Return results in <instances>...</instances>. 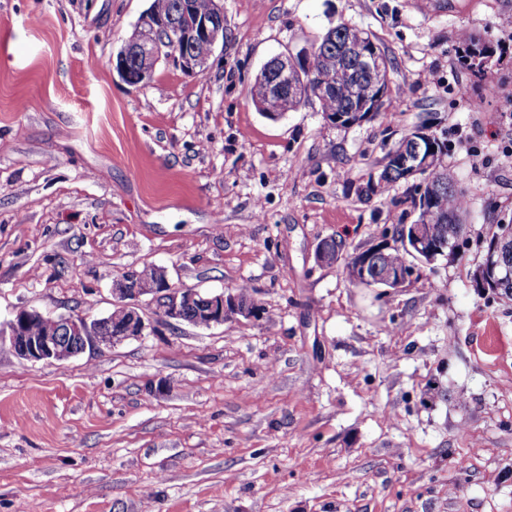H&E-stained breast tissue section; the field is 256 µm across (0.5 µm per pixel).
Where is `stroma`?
I'll use <instances>...</instances> for the list:
<instances>
[{"instance_id":"obj_1","label":"stroma","mask_w":512,"mask_h":512,"mask_svg":"<svg viewBox=\"0 0 512 512\" xmlns=\"http://www.w3.org/2000/svg\"><path fill=\"white\" fill-rule=\"evenodd\" d=\"M149 4L0 0V328L106 316L146 264L247 286L262 314L163 324L146 297L145 336L61 363L0 340V512H512V300L477 279L512 223V62L455 51L461 31L495 46L512 0H224L204 73L163 59L132 87L112 62ZM340 23L391 62L382 111L258 112L263 64ZM423 125L487 158L445 159L464 242L403 287L351 284L316 247L345 258L414 220L409 184L360 189ZM458 61L461 65L468 68L480 66L482 64V52L473 48V41L465 32H460L456 36Z\"/></svg>"}]
</instances>
